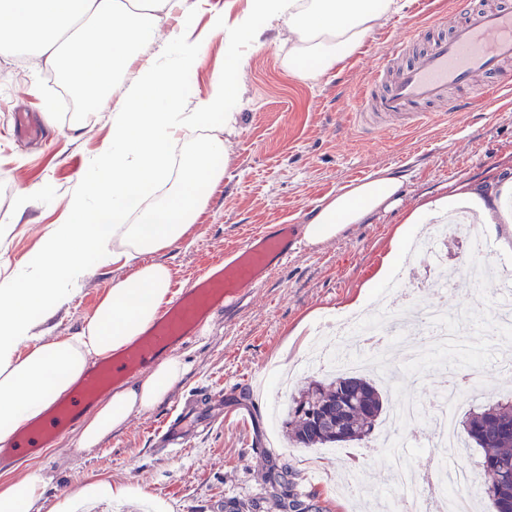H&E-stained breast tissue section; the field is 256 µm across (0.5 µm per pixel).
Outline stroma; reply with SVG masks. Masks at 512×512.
<instances>
[{"mask_svg": "<svg viewBox=\"0 0 512 512\" xmlns=\"http://www.w3.org/2000/svg\"><path fill=\"white\" fill-rule=\"evenodd\" d=\"M218 0H186L198 31L206 39L196 71L185 85L187 104L204 94L211 79L224 72V41L206 33L209 10ZM449 0H412L405 11L389 16L367 35L361 52L344 70L305 84L292 78L282 60L288 45L279 26L266 33L263 45L246 50L238 86L242 98L239 124L230 138L224 179L211 194L205 215L183 241L157 258L173 270V287L185 286L213 257L226 253L245 237L275 224H306L311 210L326 195L382 169L402 178L397 202L349 225L336 239L320 246L299 242L288 263L277 268L236 307L216 312L177 353L187 366L184 379L153 410L134 416L89 450H76L73 433L42 456L0 464V480L41 467L54 478L46 494L54 503L59 492L81 486L88 476L132 481L154 492L170 512H221L224 500L265 504L264 482L271 468L288 470L299 492L312 495L320 512H353L356 488L383 490L389 454L418 458L423 449L413 432L399 427L394 449L364 446L357 487H348L336 461L312 459L310 450L281 453L272 442L270 408L287 402L324 371L305 358L312 335L328 317L348 318L378 305L383 286L375 274L389 243L407 216L437 199L472 192L491 213L501 206V187L512 183V97L493 110L457 113L441 121L387 136L362 134L354 124L355 100L373 67L400 40L412 39L424 23H447ZM44 65L30 57L0 56V277L23 267L38 251L51 224L57 223L79 175L111 138L107 113L73 127L61 100L66 90L48 81ZM52 110L45 142L10 133L16 114L43 118ZM42 185L44 195L25 214H17V185ZM447 277L451 289L433 288L422 263L410 262V250L395 258L391 274L410 263L409 281L418 288L416 305L442 306L449 312L472 313L470 344L482 355L463 356L455 348L437 356L434 365L407 369L401 348L391 352L398 373L397 389L431 400L446 381V366L475 373L483 389L477 402L512 396V374H503L492 357L488 332V296L477 295L461 270L470 251L467 238L449 237ZM112 271L91 268L82 289L54 320L53 333L69 336L90 317L109 288ZM224 393V415L208 427L189 426L187 450L174 456L159 449L154 431L176 403L204 392Z\"/></svg>", "mask_w": 512, "mask_h": 512, "instance_id": "obj_1", "label": "stroma"}]
</instances>
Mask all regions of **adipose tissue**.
<instances>
[{
  "label": "adipose tissue",
  "mask_w": 512,
  "mask_h": 512,
  "mask_svg": "<svg viewBox=\"0 0 512 512\" xmlns=\"http://www.w3.org/2000/svg\"><path fill=\"white\" fill-rule=\"evenodd\" d=\"M185 0H0V54L45 60L74 86L88 114L106 112L110 143L80 176L62 223L45 234L26 267L0 279V447L11 444L27 421L66 392L90 364L143 335L171 298L172 271L154 258L197 223L224 179L220 157L228 146L209 134L215 119L234 133L241 105L235 79L244 48L260 44L267 25L288 32L283 60L289 74L313 82L342 68L383 20L411 0H231L215 11L209 33L224 40V72L187 107L184 79L199 63L203 39ZM181 53L178 68L159 65L146 50L163 22ZM137 76L123 77L129 70ZM401 180L383 169L325 196L313 209L303 237L316 246L335 239L397 200ZM117 276L78 331L52 336L56 314L82 287L90 267ZM185 375L181 359L168 358L115 389L85 416L78 449L98 446L136 415L163 402ZM51 481L42 468L0 481V512H41ZM140 486L91 478L62 492L52 512H89L139 497Z\"/></svg>",
  "instance_id": "obj_1"
}]
</instances>
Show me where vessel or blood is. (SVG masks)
I'll return each mask as SVG.
<instances>
[{
    "mask_svg": "<svg viewBox=\"0 0 512 512\" xmlns=\"http://www.w3.org/2000/svg\"><path fill=\"white\" fill-rule=\"evenodd\" d=\"M458 20L425 46L397 42L372 71L357 100L358 126L368 134L416 129L435 117L488 108L512 90V8L455 0ZM298 227L277 224L215 257L159 314L142 336L92 367L46 413L27 424L0 462L53 447L82 413L111 387L170 357L217 311L237 305L297 248ZM172 452L186 445L184 423L173 420L159 437Z\"/></svg>",
    "mask_w": 512,
    "mask_h": 512,
    "instance_id": "b4317fda",
    "label": "vessel or blood"
}]
</instances>
